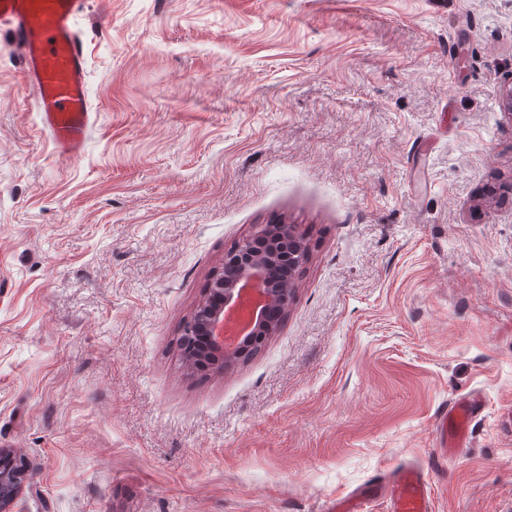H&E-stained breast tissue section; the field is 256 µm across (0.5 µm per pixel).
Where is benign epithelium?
<instances>
[{
	"label": "benign epithelium",
	"mask_w": 512,
	"mask_h": 512,
	"mask_svg": "<svg viewBox=\"0 0 512 512\" xmlns=\"http://www.w3.org/2000/svg\"><path fill=\"white\" fill-rule=\"evenodd\" d=\"M308 256L304 235L290 224H270L238 241L224 253L223 266L212 273L205 297L186 322L185 341L205 338L219 371L248 359L275 335V314L291 301L293 286L282 271L299 267ZM30 480L27 462L0 448V512H12Z\"/></svg>",
	"instance_id": "benign-epithelium-1"
}]
</instances>
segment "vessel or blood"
I'll return each mask as SVG.
<instances>
[{"instance_id": "vessel-or-blood-1", "label": "vessel or blood", "mask_w": 512, "mask_h": 512, "mask_svg": "<svg viewBox=\"0 0 512 512\" xmlns=\"http://www.w3.org/2000/svg\"><path fill=\"white\" fill-rule=\"evenodd\" d=\"M85 9L86 0H0V38L11 43L35 93L40 125L64 157L80 154L94 118L86 45L76 27ZM481 410V399L472 396L455 399L442 411L439 425L449 455L466 444L470 423ZM385 486L391 512H430L431 487L420 465H407L389 478L374 477L359 497L371 499Z\"/></svg>"}]
</instances>
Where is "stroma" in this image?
Listing matches in <instances>:
<instances>
[{"label":"stroma","mask_w":512,"mask_h":512,"mask_svg":"<svg viewBox=\"0 0 512 512\" xmlns=\"http://www.w3.org/2000/svg\"><path fill=\"white\" fill-rule=\"evenodd\" d=\"M98 114L41 132L0 40V448L21 512H330L416 463L512 512V0H89ZM265 224L310 242L228 373L184 323ZM480 392L453 458L434 421ZM10 448H0V511L12 512L23 488L31 480L27 462Z\"/></svg>","instance_id":"obj_1"}]
</instances>
